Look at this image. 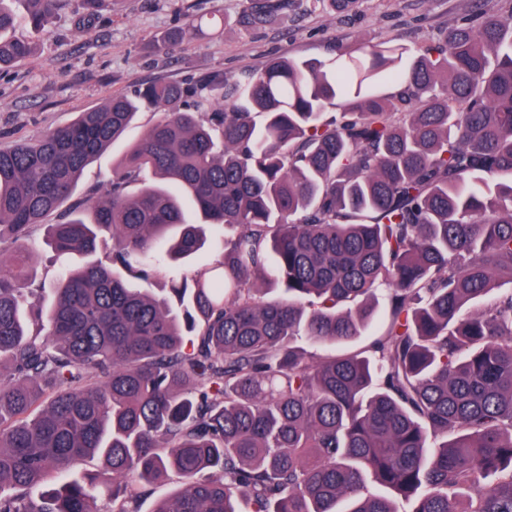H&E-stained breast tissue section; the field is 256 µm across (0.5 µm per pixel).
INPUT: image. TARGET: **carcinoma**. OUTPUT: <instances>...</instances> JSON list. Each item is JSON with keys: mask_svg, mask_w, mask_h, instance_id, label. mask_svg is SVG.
Listing matches in <instances>:
<instances>
[{"mask_svg": "<svg viewBox=\"0 0 512 512\" xmlns=\"http://www.w3.org/2000/svg\"><path fill=\"white\" fill-rule=\"evenodd\" d=\"M40 32L60 0H23ZM0 0V66L34 51ZM269 0L249 20L264 22ZM192 98L195 110L178 107ZM161 117L74 199L139 112ZM340 115H335V112ZM190 201L195 221L187 220ZM64 266L48 306L32 226ZM231 230L221 257L204 226ZM112 253H97L106 238ZM275 257L282 288L266 299ZM512 8L165 82L0 149V512H512ZM383 293L382 332L343 354ZM98 457L101 470L71 476ZM109 504L95 507L90 488Z\"/></svg>", "mask_w": 512, "mask_h": 512, "instance_id": "obj_1", "label": "carcinoma"}]
</instances>
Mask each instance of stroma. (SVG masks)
<instances>
[{
	"instance_id": "stroma-1",
	"label": "stroma",
	"mask_w": 512,
	"mask_h": 512,
	"mask_svg": "<svg viewBox=\"0 0 512 512\" xmlns=\"http://www.w3.org/2000/svg\"><path fill=\"white\" fill-rule=\"evenodd\" d=\"M486 0H358L346 14L310 13L289 0L265 24L243 23L250 0H103L85 19L82 0H62L50 31L25 61L0 70V148L70 123L107 98L154 81L199 84L242 77L274 58L325 60L337 48L402 40L419 47ZM187 35L173 53L156 51L169 32ZM160 117L141 113L87 167L76 193L103 192L112 168Z\"/></svg>"
}]
</instances>
